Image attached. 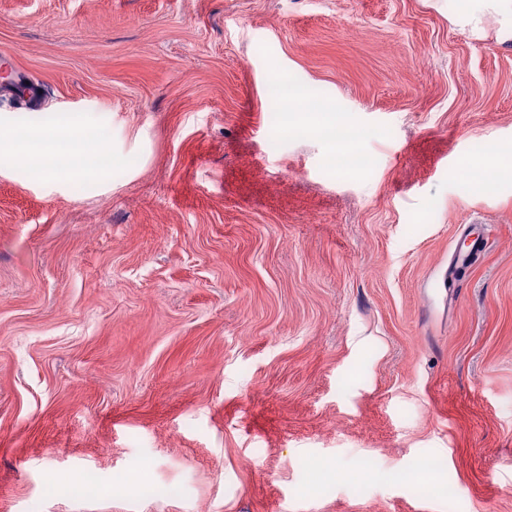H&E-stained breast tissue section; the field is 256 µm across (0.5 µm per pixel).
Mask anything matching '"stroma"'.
Wrapping results in <instances>:
<instances>
[{
    "label": "stroma",
    "instance_id": "1",
    "mask_svg": "<svg viewBox=\"0 0 512 512\" xmlns=\"http://www.w3.org/2000/svg\"><path fill=\"white\" fill-rule=\"evenodd\" d=\"M457 12L0 0L42 111L112 147L0 173V512H512V177L461 170L512 141V39ZM276 79L371 165L273 126ZM298 114L302 117L300 122L302 124H309L311 126H319L324 124H335L329 130V134L336 139H342L349 136H354L355 131L342 120L336 121V113L334 112H309L307 103L303 100L298 104Z\"/></svg>",
    "mask_w": 512,
    "mask_h": 512
}]
</instances>
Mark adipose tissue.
Returning <instances> with one entry per match:
<instances>
[{
    "label": "adipose tissue",
    "mask_w": 512,
    "mask_h": 512,
    "mask_svg": "<svg viewBox=\"0 0 512 512\" xmlns=\"http://www.w3.org/2000/svg\"><path fill=\"white\" fill-rule=\"evenodd\" d=\"M499 16L512 34V0H465L455 24L481 33L486 15ZM10 133L0 137V167L23 166L42 184L64 183L82 175H104L111 160L106 130L77 112H17Z\"/></svg>",
    "instance_id": "ef3b65f1"
}]
</instances>
